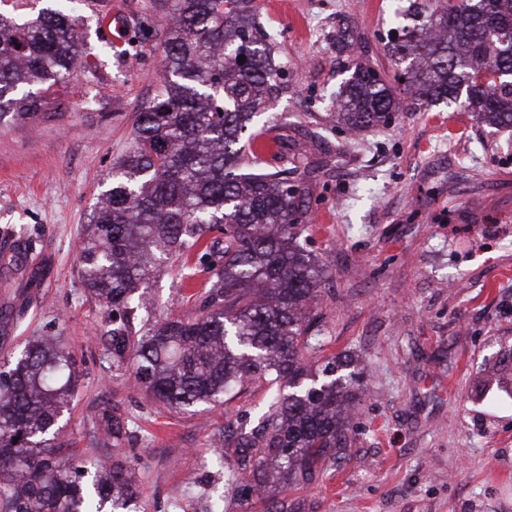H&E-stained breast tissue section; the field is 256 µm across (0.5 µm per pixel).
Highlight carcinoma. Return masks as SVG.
<instances>
[{"label": "carcinoma", "instance_id": "obj_1", "mask_svg": "<svg viewBox=\"0 0 512 512\" xmlns=\"http://www.w3.org/2000/svg\"><path fill=\"white\" fill-rule=\"evenodd\" d=\"M56 2L32 18L0 13V117L35 118L44 94L81 60L72 0ZM251 3H161L175 25L165 34L159 91L138 113L133 146L94 207L79 262L88 293L112 310V359L129 364L155 400L183 410L220 404L232 388L260 379L270 384L257 424L224 438L235 454L225 485L235 492L249 473L260 496L271 478L308 484L341 458L356 378L341 353L313 369L324 350L315 305L325 270L300 243L304 192L260 170V134L242 137L283 90L271 35L257 39ZM393 24L392 54L406 62L396 80L413 108L460 101L480 120L512 128V0H427L412 25ZM400 106L388 82L364 66L337 96L350 131ZM215 231L224 239L208 242ZM201 246L210 277L199 312L135 328L155 261ZM283 382L294 392L281 395ZM77 387L72 354L54 336L26 342L0 366V512H141L126 456L87 471L55 454ZM99 426L113 443L131 436L127 421L108 412Z\"/></svg>", "mask_w": 512, "mask_h": 512}]
</instances>
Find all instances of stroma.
I'll list each match as a JSON object with an SVG mask.
<instances>
[{
  "mask_svg": "<svg viewBox=\"0 0 512 512\" xmlns=\"http://www.w3.org/2000/svg\"><path fill=\"white\" fill-rule=\"evenodd\" d=\"M128 22L109 56L95 11L80 13L85 54L38 121L0 119V234L26 225L24 261L0 252V362L28 337L69 349L78 392L57 454L108 457L98 427L109 410L133 430L123 443L146 512H263L227 493L208 457L224 427L255 421L269 386L177 412L153 402L113 364L106 311L81 282L78 247L107 174L132 147L131 130L159 90L168 19L155 0H103ZM410 0H254L275 38L284 89L256 118L309 205L300 242L326 271L318 302L326 353L351 356L364 390L344 459L315 482L281 490L301 512H512V375L485 381L512 350V133L443 104L402 108L353 134L336 123V92L357 64L394 78L388 37ZM209 278L194 251L147 283L139 322L191 316Z\"/></svg>",
  "mask_w": 512,
  "mask_h": 512,
  "instance_id": "stroma-1",
  "label": "stroma"
}]
</instances>
